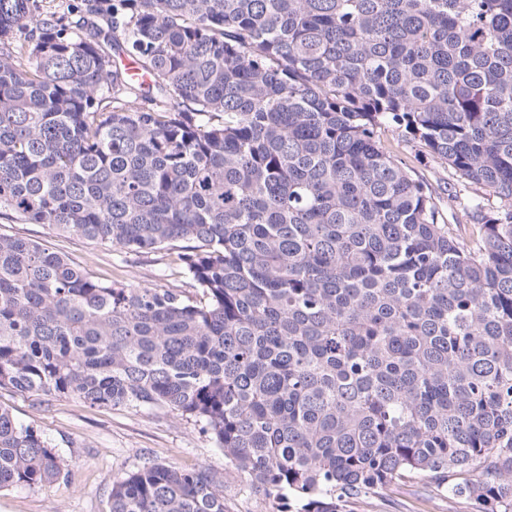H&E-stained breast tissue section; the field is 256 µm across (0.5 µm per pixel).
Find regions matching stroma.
Wrapping results in <instances>:
<instances>
[{
    "label": "stroma",
    "instance_id": "stroma-1",
    "mask_svg": "<svg viewBox=\"0 0 512 512\" xmlns=\"http://www.w3.org/2000/svg\"><path fill=\"white\" fill-rule=\"evenodd\" d=\"M384 146L415 178L446 188L447 164L393 128L379 132ZM0 234L46 243L97 278L132 286L189 288L175 263L176 251L133 256L43 224L0 219ZM0 407L22 424L39 429L67 464L70 475L33 488L0 491V512H110L113 485L147 464L181 469L201 466L224 473L226 512H275L271 500L250 493L247 476L224 466V453L200 424L167 408L92 407L70 397L40 398L0 389ZM353 512H473L468 501L449 502L419 477L385 496L367 498Z\"/></svg>",
    "mask_w": 512,
    "mask_h": 512
}]
</instances>
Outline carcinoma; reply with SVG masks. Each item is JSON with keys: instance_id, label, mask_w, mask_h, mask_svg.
Masks as SVG:
<instances>
[{"instance_id": "1", "label": "carcinoma", "mask_w": 512, "mask_h": 512, "mask_svg": "<svg viewBox=\"0 0 512 512\" xmlns=\"http://www.w3.org/2000/svg\"><path fill=\"white\" fill-rule=\"evenodd\" d=\"M44 2L0 0V218L176 249L195 293L0 234V388L167 406L283 512L417 476L512 512V0ZM66 472L0 408V490ZM112 512H224V473ZM379 136L391 155L408 167L415 178L430 183L445 192L450 172L448 165L443 160L429 155L416 144L404 141L401 134L393 128L381 129Z\"/></svg>"}]
</instances>
